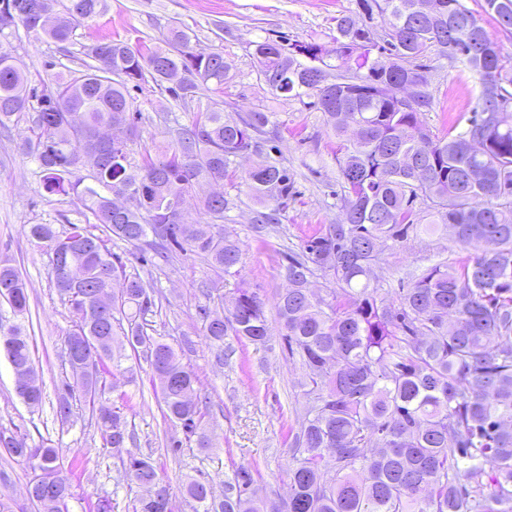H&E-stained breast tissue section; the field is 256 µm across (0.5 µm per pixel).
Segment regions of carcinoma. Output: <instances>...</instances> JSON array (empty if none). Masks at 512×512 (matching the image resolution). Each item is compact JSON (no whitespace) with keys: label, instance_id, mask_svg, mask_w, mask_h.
<instances>
[{"label":"carcinoma","instance_id":"carcinoma-1","mask_svg":"<svg viewBox=\"0 0 512 512\" xmlns=\"http://www.w3.org/2000/svg\"><path fill=\"white\" fill-rule=\"evenodd\" d=\"M406 2L355 0L336 17L330 47L316 40L254 44L274 94L331 108L324 117L338 140L344 219L284 254L281 265L288 280L275 302L281 337L288 356L308 369L288 495L267 496L248 467L235 470L219 496L209 481L189 477L183 498L203 512H512V52L488 36L463 0H433L427 14L403 9ZM485 4L512 30V0ZM59 6L69 15L63 25L46 23L50 0H0V36L20 23L68 53L67 62L56 63L53 86L39 92L0 44V129L30 123L31 135L18 147L37 162L46 191L76 195L101 226L99 235L90 223H70L62 232L53 224L29 228L36 243L61 253L51 277L73 313L60 418L68 419L74 402L95 410L130 371L124 362L142 356L169 420L186 440L210 448L194 372L149 328L155 290L127 273L111 243L137 246L162 225L156 255L166 260L188 252L238 276L241 247L224 232V193L205 197L194 215L184 203L197 185L224 182L234 158L252 147L249 131H262L270 115L254 111L238 123L221 108L199 106L179 149L137 161L135 121L142 112L129 85L194 102L208 85H224L229 64L220 52H194L180 24L161 46L105 39L71 55L76 31L102 14L105 0H59ZM430 56L478 76L476 105L459 131L439 135L419 119L431 104L424 63ZM313 62L336 71L334 82L324 83ZM405 83L423 87L422 106L397 99L393 87ZM119 108L131 114L124 137L117 144L101 140ZM91 149L98 153L91 170L72 179ZM242 183L260 202L273 203L258 221L277 223L292 195L288 170L266 160L247 170ZM440 225L451 228L454 243L479 245L470 262L457 268L439 261L395 296L378 297L374 267L387 242ZM317 275L336 287L314 292ZM1 297L15 315L26 311L24 282L6 260ZM207 299L199 320L218 360L228 334L266 342V303L258 291L238 288L226 298L216 288ZM0 349L29 376L23 401L39 407L42 384L29 336L18 324L0 323ZM129 409L123 398L96 420L120 460L118 480L151 490L133 512H182L151 457L126 450ZM0 453L35 462L28 488L33 512H69L62 449L32 448L2 429Z\"/></svg>","mask_w":512,"mask_h":512}]
</instances>
